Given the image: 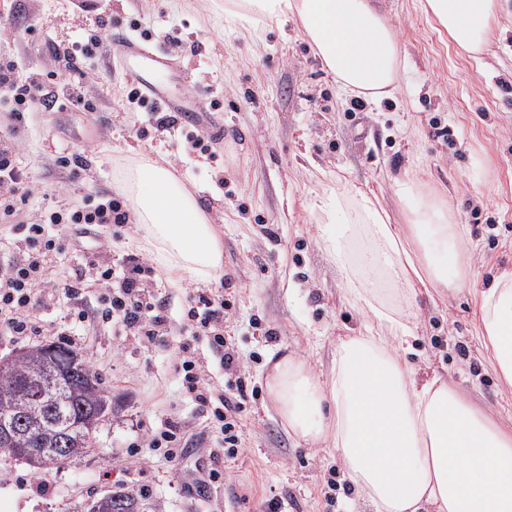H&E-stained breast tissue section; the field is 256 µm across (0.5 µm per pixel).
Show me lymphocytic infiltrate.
I'll list each match as a JSON object with an SVG mask.
<instances>
[{
  "mask_svg": "<svg viewBox=\"0 0 512 512\" xmlns=\"http://www.w3.org/2000/svg\"><path fill=\"white\" fill-rule=\"evenodd\" d=\"M101 36L78 38L50 53L44 72L24 74L21 62L0 51V100L10 107L11 123L0 133V230L14 255L0 261V335L41 336L46 332L43 308L63 305L76 325L90 320L121 323L127 333L141 340H156L168 332L167 306L151 294L143 279L150 267L140 256L129 255L114 262L106 240L82 253L80 262L62 267L57 278L48 279L47 264L58 250L56 230L61 226L126 224L130 215L121 197L93 195L81 206H45L36 222L22 215L35 207L29 174L20 162L19 135L33 113L59 110L61 101L91 107L87 65L94 58ZM67 75V90L57 93L53 85L59 73ZM98 290L85 292L86 280ZM226 300L198 290L185 297L183 335L206 339L228 377L226 391L211 400L201 389L202 367L182 360L184 390L198 405L211 406L220 424L217 439L227 457H236L242 447L241 416L249 398V385L241 359L224 334Z\"/></svg>",
  "mask_w": 512,
  "mask_h": 512,
  "instance_id": "f902f5d3",
  "label": "lymphocytic infiltrate"
}]
</instances>
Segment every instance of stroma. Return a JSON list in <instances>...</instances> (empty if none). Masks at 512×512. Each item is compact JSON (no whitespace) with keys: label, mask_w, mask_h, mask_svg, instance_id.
Here are the masks:
<instances>
[{"label":"stroma","mask_w":512,"mask_h":512,"mask_svg":"<svg viewBox=\"0 0 512 512\" xmlns=\"http://www.w3.org/2000/svg\"><path fill=\"white\" fill-rule=\"evenodd\" d=\"M375 3L397 35L403 64L397 90L367 100L356 116L353 97L337 88L291 21L250 37L225 24L224 0H0V44L24 70L47 66L46 31L71 39L107 25L173 59L183 87L209 110L210 120L192 127L208 151L185 154L169 130L140 133L141 109L126 99L128 66L106 39L94 60V110L38 113L24 132L21 162L36 199L75 206L116 191L128 158L168 162L224 241L223 274L200 286L229 299L224 329L256 390L239 454L213 457L217 432L184 393L181 347L203 362L211 392L223 390L224 372L207 341L181 336L184 287L152 266L169 336L146 344L120 325L96 323L66 337L111 391L112 411L92 451L47 478L0 455V512H89L94 499L121 486L141 492L150 512H266L274 498L288 500V512H372L335 448L288 434L265 387L270 355L295 354L327 377L339 338L370 325L345 300L312 199L344 177L383 195L400 223L392 179L415 176L465 224L477 246L473 281L512 267V0H503L500 25L475 58L454 48L425 0ZM217 123L224 127L218 141ZM86 148L85 173L59 168L60 152ZM477 322L471 296L425 301L404 359L419 375L449 377L511 429L512 394L477 338ZM167 418L193 436L173 460L145 447Z\"/></svg>","instance_id":"1"}]
</instances>
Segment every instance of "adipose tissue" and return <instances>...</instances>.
I'll use <instances>...</instances> for the list:
<instances>
[{"mask_svg":"<svg viewBox=\"0 0 512 512\" xmlns=\"http://www.w3.org/2000/svg\"><path fill=\"white\" fill-rule=\"evenodd\" d=\"M500 0H426L455 48L480 55L498 22ZM241 33L294 21L346 94L378 99L397 87L398 40L371 0H224ZM117 184L141 234V248L175 283L224 271L221 236L169 165L134 156ZM395 224L376 194L340 178L310 204L320 240L348 302L371 320L368 334L339 339L332 375L303 360H271L267 393L289 432L331 442L349 479L374 512H512V430L496 424L450 379L417 377L393 343L417 326L416 290L463 291L475 247L444 200L403 177ZM478 334L512 392V269L477 289Z\"/></svg>","mask_w":512,"mask_h":512,"instance_id":"ef3b65f1","label":"adipose tissue"}]
</instances>
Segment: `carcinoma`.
Returning <instances> with one entry per match:
<instances>
[{
	"mask_svg": "<svg viewBox=\"0 0 512 512\" xmlns=\"http://www.w3.org/2000/svg\"><path fill=\"white\" fill-rule=\"evenodd\" d=\"M112 404L111 392L82 353L51 342L21 349L0 363V418L27 426L44 425L47 453L35 470L48 473L86 453L84 443L102 409ZM89 512H144L143 497L120 489L107 503L99 498Z\"/></svg>",
	"mask_w": 512,
	"mask_h": 512,
	"instance_id": "carcinoma-1",
	"label": "carcinoma"
}]
</instances>
